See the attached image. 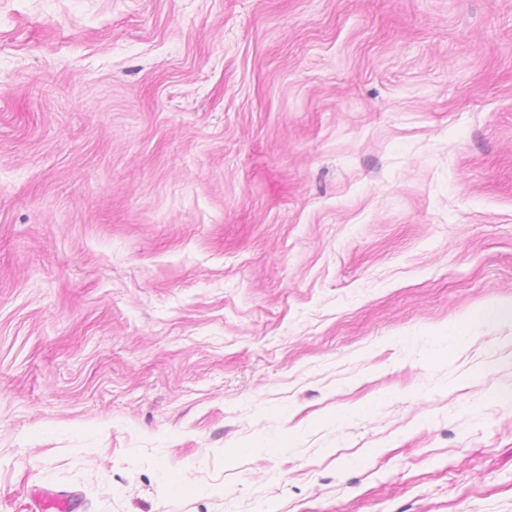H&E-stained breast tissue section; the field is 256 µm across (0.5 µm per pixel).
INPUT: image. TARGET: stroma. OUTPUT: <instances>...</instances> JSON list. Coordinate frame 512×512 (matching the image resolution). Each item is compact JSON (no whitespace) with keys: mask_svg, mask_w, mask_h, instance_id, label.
I'll use <instances>...</instances> for the list:
<instances>
[{"mask_svg":"<svg viewBox=\"0 0 512 512\" xmlns=\"http://www.w3.org/2000/svg\"><path fill=\"white\" fill-rule=\"evenodd\" d=\"M512 0H0V512H512Z\"/></svg>","mask_w":512,"mask_h":512,"instance_id":"obj_1","label":"stroma"}]
</instances>
